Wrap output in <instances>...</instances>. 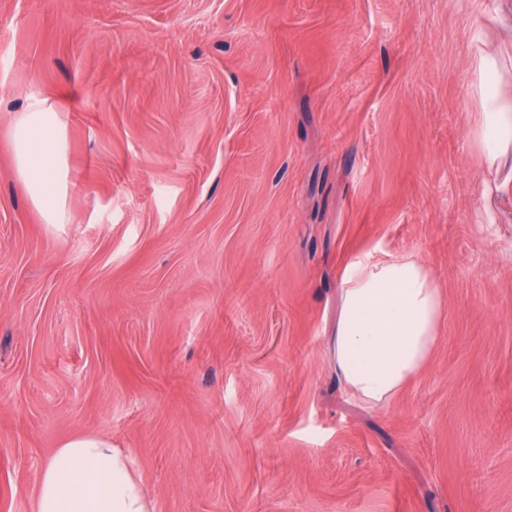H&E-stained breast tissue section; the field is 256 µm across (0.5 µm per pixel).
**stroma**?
I'll list each match as a JSON object with an SVG mask.
<instances>
[{"instance_id": "1", "label": "stroma", "mask_w": 512, "mask_h": 512, "mask_svg": "<svg viewBox=\"0 0 512 512\" xmlns=\"http://www.w3.org/2000/svg\"><path fill=\"white\" fill-rule=\"evenodd\" d=\"M481 10L488 49L511 43L512 0H0V512H33L79 433L123 449L152 512H512ZM32 95L67 137L56 228L8 139ZM390 255L444 315L371 408L331 340L345 267Z\"/></svg>"}]
</instances>
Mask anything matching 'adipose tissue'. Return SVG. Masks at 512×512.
<instances>
[{"label": "adipose tissue", "instance_id": "ef3b65f1", "mask_svg": "<svg viewBox=\"0 0 512 512\" xmlns=\"http://www.w3.org/2000/svg\"><path fill=\"white\" fill-rule=\"evenodd\" d=\"M472 70L483 108L475 139L485 170L483 194L494 197L512 155V92L502 84L500 58L485 48L483 21L473 24ZM16 174L43 223L66 220L67 139L49 100L29 97L8 130ZM333 353L351 391L377 407L393 398L429 359L443 316L431 272L411 257L355 261L344 270ZM34 512H149L130 461L109 438L77 434L47 458Z\"/></svg>", "mask_w": 512, "mask_h": 512}]
</instances>
